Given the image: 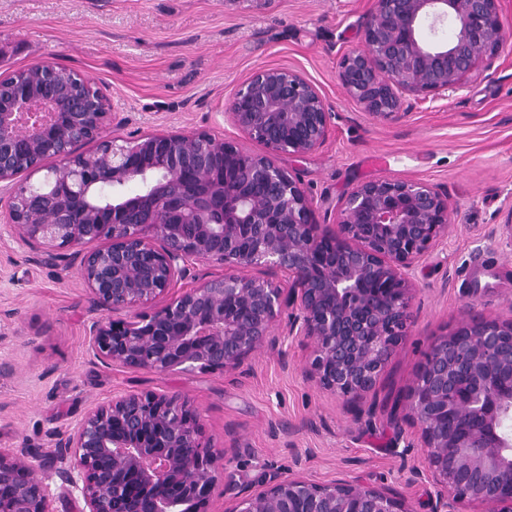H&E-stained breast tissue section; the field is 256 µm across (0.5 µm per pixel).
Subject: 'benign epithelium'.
<instances>
[{
    "instance_id": "1",
    "label": "benign epithelium",
    "mask_w": 512,
    "mask_h": 512,
    "mask_svg": "<svg viewBox=\"0 0 512 512\" xmlns=\"http://www.w3.org/2000/svg\"><path fill=\"white\" fill-rule=\"evenodd\" d=\"M500 2L372 0L361 45L342 57L343 87L375 120L400 115L406 95L463 89L512 39ZM445 21L453 36L434 37ZM227 115L267 152L205 131L120 144L116 113L88 75L44 63L1 78L4 226L32 252H73L96 313L89 348L108 365L234 370L277 342L274 322L291 305L288 334L310 342L309 376L357 399L413 320L414 270L448 233V195L419 181L364 182L341 199L335 223L321 224L300 181L275 160L325 143L332 113L316 88L293 69L260 68ZM42 170L47 194L30 191ZM132 182L139 192L127 191ZM96 241L103 245L90 247ZM200 262L224 273L178 287ZM259 266L285 273L288 289L243 273ZM408 418L433 478L448 490L434 512H456L463 501L512 512V320H464L437 338L410 389ZM223 457L203 441L188 399L125 393L76 421L47 461L0 448V491L8 490L0 512H50L57 480L82 503L79 512H210ZM229 512L412 510L376 487L288 478L264 483Z\"/></svg>"
}]
</instances>
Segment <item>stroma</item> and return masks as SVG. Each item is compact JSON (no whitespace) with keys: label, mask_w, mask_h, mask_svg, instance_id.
I'll list each match as a JSON object with an SVG mask.
<instances>
[{"label":"stroma","mask_w":512,"mask_h":512,"mask_svg":"<svg viewBox=\"0 0 512 512\" xmlns=\"http://www.w3.org/2000/svg\"><path fill=\"white\" fill-rule=\"evenodd\" d=\"M372 0H0V78L47 61L90 75L121 113L122 139L208 131L259 153L225 112L261 67H288L319 91L334 118L317 152L279 154L320 223L354 186L422 181L448 194L447 237L415 270L409 333L373 388L355 401L306 375L301 337H280L230 372L157 373L108 366L87 351L89 316L75 269L0 238V448L51 454L70 424L127 392L177 391L203 438L224 454L211 499L225 512L265 479H343L388 489L411 512H433L446 490L428 472L408 392L433 341L467 319H512V42L461 91L414 100L378 121L339 79L360 44Z\"/></svg>","instance_id":"35a3bbf8"}]
</instances>
